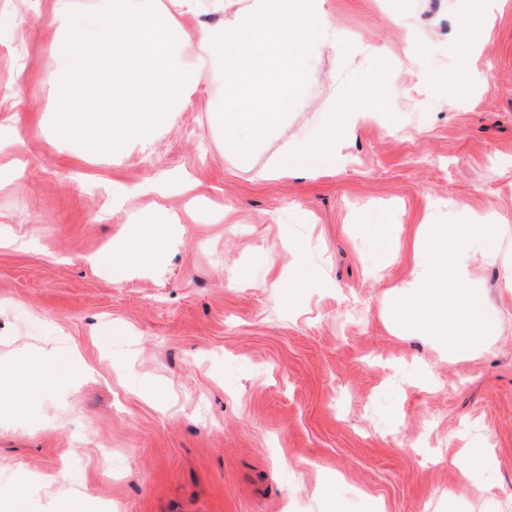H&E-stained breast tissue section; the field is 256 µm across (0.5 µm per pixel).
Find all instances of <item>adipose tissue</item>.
<instances>
[{
	"instance_id": "1",
	"label": "adipose tissue",
	"mask_w": 512,
	"mask_h": 512,
	"mask_svg": "<svg viewBox=\"0 0 512 512\" xmlns=\"http://www.w3.org/2000/svg\"><path fill=\"white\" fill-rule=\"evenodd\" d=\"M202 0H53L44 64L55 77L51 140L60 152L74 151L100 134L113 161L151 152L160 126L191 108L200 94L219 100L209 123L226 154L239 162L267 154L262 178L290 172L314 175L319 161L336 157V137L376 105L365 87L348 88L340 97L319 102L328 119L317 137L267 144L287 122L288 111L310 60L322 53L342 54L330 0H227L218 25L189 30L180 15L198 12ZM184 198L168 207L171 190ZM154 194L153 211L138 213L135 227L90 255L91 266L119 270L156 262L162 249L175 247V228L195 221L205 201L198 179L178 180L158 173L133 186L112 185V209L129 208L143 194ZM435 248L427 261L426 292H454L448 269L456 259L443 225L431 227ZM412 291L395 292L391 319L398 328L416 324L437 331L438 318Z\"/></svg>"
}]
</instances>
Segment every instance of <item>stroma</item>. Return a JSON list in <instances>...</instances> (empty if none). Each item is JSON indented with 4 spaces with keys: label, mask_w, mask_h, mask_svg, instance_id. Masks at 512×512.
I'll list each match as a JSON object with an SVG mask.
<instances>
[{
    "label": "stroma",
    "mask_w": 512,
    "mask_h": 512,
    "mask_svg": "<svg viewBox=\"0 0 512 512\" xmlns=\"http://www.w3.org/2000/svg\"><path fill=\"white\" fill-rule=\"evenodd\" d=\"M331 0L345 61L314 59L268 144L312 137L318 104L376 77L384 104L317 176L264 180L224 154L199 101L120 164L97 139L57 153L42 22L52 0H0V512L81 493L87 512H506L512 504V0ZM380 56L360 52V45ZM205 182L207 211L156 266L90 267L134 221L112 183ZM461 241L454 271L498 319L459 361L448 339L395 335L389 291L421 287L423 224ZM499 248L496 259L487 251ZM489 457L482 497L454 458ZM59 474L33 500L18 474Z\"/></svg>",
    "instance_id": "1"
}]
</instances>
